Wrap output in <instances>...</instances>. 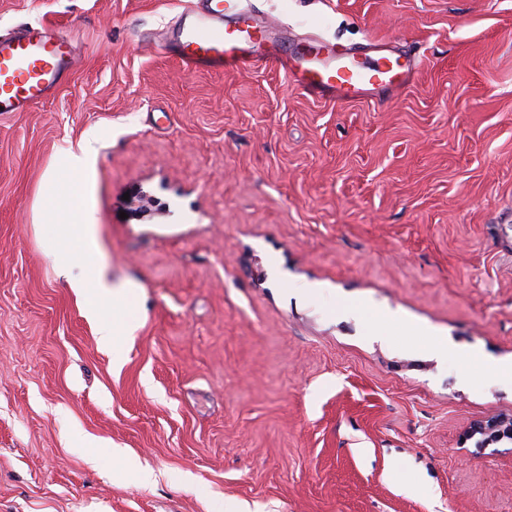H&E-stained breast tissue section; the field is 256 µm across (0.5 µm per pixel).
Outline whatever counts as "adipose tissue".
<instances>
[{
    "mask_svg": "<svg viewBox=\"0 0 512 512\" xmlns=\"http://www.w3.org/2000/svg\"><path fill=\"white\" fill-rule=\"evenodd\" d=\"M50 231V259L69 287L82 295L87 315L97 322L100 345L113 348L119 337L132 333L137 321L131 284H112L105 269L90 262L96 246L94 225L54 224ZM105 297L112 301V316L108 319L102 315L101 300Z\"/></svg>",
    "mask_w": 512,
    "mask_h": 512,
    "instance_id": "1",
    "label": "adipose tissue"
}]
</instances>
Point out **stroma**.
Here are the masks:
<instances>
[{
	"label": "stroma",
	"instance_id": "35a3bbf8",
	"mask_svg": "<svg viewBox=\"0 0 512 512\" xmlns=\"http://www.w3.org/2000/svg\"><path fill=\"white\" fill-rule=\"evenodd\" d=\"M241 3L419 68L341 104L184 72L197 0H0L77 49L0 114V512H512V448L466 436L512 414V0ZM77 206L138 287L111 350L48 256Z\"/></svg>",
	"mask_w": 512,
	"mask_h": 512
}]
</instances>
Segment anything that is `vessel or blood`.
Returning <instances> with one entry per match:
<instances>
[{"label": "vessel or blood", "mask_w": 512, "mask_h": 512, "mask_svg": "<svg viewBox=\"0 0 512 512\" xmlns=\"http://www.w3.org/2000/svg\"><path fill=\"white\" fill-rule=\"evenodd\" d=\"M185 72L274 70L288 74L308 94L335 101L398 95L418 62L402 52L372 56V44L337 47L322 38L283 51L270 26L242 11L236 0H201L199 10L180 17L172 39L158 45ZM75 46L41 24L0 36V107L26 112L70 80Z\"/></svg>", "instance_id": "vessel-or-blood-1"}]
</instances>
